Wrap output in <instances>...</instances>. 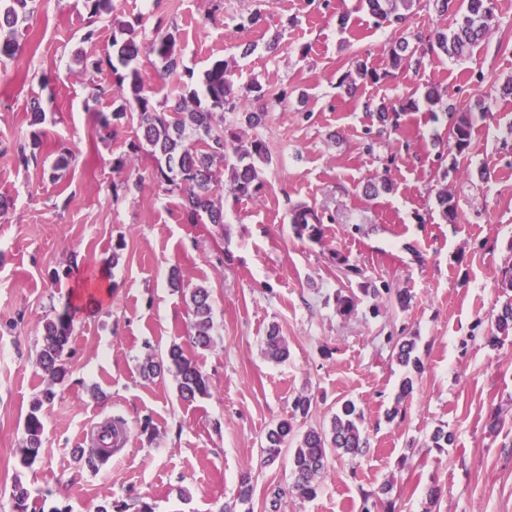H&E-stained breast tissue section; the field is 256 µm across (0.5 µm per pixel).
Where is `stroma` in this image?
<instances>
[{"label":"stroma","instance_id":"1","mask_svg":"<svg viewBox=\"0 0 512 512\" xmlns=\"http://www.w3.org/2000/svg\"><path fill=\"white\" fill-rule=\"evenodd\" d=\"M114 12L142 36L176 28L183 72L162 78L152 57L140 61L157 96L219 59L238 85L284 93L258 130L271 154L266 187L255 199L225 193L222 226L188 224L152 179L149 156L113 170L137 123L99 138L84 103L115 78L73 57H105L122 33L84 0H39L19 53L0 63V512L13 510L17 476L28 512L107 503L138 512L144 502L153 512H221L246 471L248 512H269L278 489L280 512H359L363 491L387 482L392 512H512V335L486 341L504 302L499 272L512 264V153L501 148L512 144V96L501 92L512 81V0H495L497 23L467 59L430 54L398 70L391 46H417L453 14L416 0L396 29L375 26L361 0H114ZM254 13L260 21L239 28ZM359 62L380 78L350 95L340 81ZM430 86L474 113L470 144L453 161L448 116L423 100ZM35 99L46 111L42 145L22 166L15 152L30 141ZM481 101L487 112L476 111ZM383 102L401 106L395 124L372 114ZM65 151L71 165L52 173ZM451 161L456 171L444 176ZM123 182L131 191L113 197L111 184ZM443 189L452 223L437 205ZM300 203L323 215L320 239L296 235L289 211ZM199 285L212 292L214 331L193 356L211 389L186 402L171 373L148 378L140 365L171 342L189 345L185 296ZM64 313L69 378L43 409L42 447L25 468V419L46 387L39 337ZM273 326L288 341L282 362L264 353ZM411 337L423 370L390 421L395 355ZM302 393L312 406L298 430L328 426L351 399L369 439L356 461L331 457L312 499L289 492L288 455L261 462L268 430ZM108 420L124 423L123 449L94 467L80 452ZM440 427L453 435L441 449L430 440Z\"/></svg>","mask_w":512,"mask_h":512}]
</instances>
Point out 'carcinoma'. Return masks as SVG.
<instances>
[{"label":"carcinoma","mask_w":512,"mask_h":512,"mask_svg":"<svg viewBox=\"0 0 512 512\" xmlns=\"http://www.w3.org/2000/svg\"><path fill=\"white\" fill-rule=\"evenodd\" d=\"M92 17H110L113 0H84ZM416 0H362V5L373 18L376 26L388 23L402 24L409 18V11ZM440 13L455 8L456 22L446 31L436 30L425 40L421 50L409 48L400 41L391 48L395 67L419 66L427 53L441 52L450 58L462 59L472 53L495 25L494 0H434ZM37 0H0V61L13 58L20 50L18 25L28 20L36 10ZM127 38L112 43L113 55L121 68H113L116 83L122 89L119 99L113 102L111 114L98 113L97 134L110 138L123 120L135 115L139 135L131 142L130 152L113 161V169L126 168L140 152L155 162L153 178L167 193L180 200L182 215L189 224L224 223L223 174H229L235 198L259 197L264 188L263 166L270 163L269 148L259 136L247 137L242 128L255 130L262 126L270 108L284 100L254 82L243 88L233 81L226 60L214 61L204 70L200 84L202 91L184 85L180 90L158 101L154 92L147 89L139 67L140 55L148 52L160 64L161 76L178 72L182 65L176 50L177 38L170 31L158 32L147 43L129 24H121ZM379 79L377 72L366 64L355 66V74H347L343 83L348 91L357 88V80ZM449 120L448 149L462 153L469 145L471 113H457L447 107ZM322 218L306 205H297L291 214V224L300 235L315 238L320 234ZM191 343L206 349L212 343L213 306L211 292L204 286L190 293ZM496 331L512 333V303H505L496 318ZM71 322L62 314L43 327L42 346L38 364L47 377L43 397L36 399L25 419V446L19 449L20 464L30 467L42 446L44 423L41 410L55 398L54 388L68 378L67 359L71 337ZM416 344L407 340L396 353L398 363L419 373L422 361L415 355ZM265 353L275 361L288 358V343L276 327H271L265 337ZM166 360L174 368L177 389L181 399L192 401L209 395L208 377L189 357L182 345L173 343L167 350ZM312 399L297 395L291 403V417L282 419L266 434L262 448L264 462L271 464L287 450L291 454V491L301 498H313L320 489V477L328 466L329 457L336 454L355 459L363 455L368 444L362 424V412L351 400L344 401L337 409L328 429L310 428L296 435L294 422L308 415ZM123 431L121 424L107 422L101 426L97 438V453L90 464L104 461L119 446L115 438ZM391 486L383 485L376 492L363 493V512H381L388 509L384 496ZM11 498L14 512H28V489L22 480L15 481Z\"/></svg>","instance_id":"1"}]
</instances>
